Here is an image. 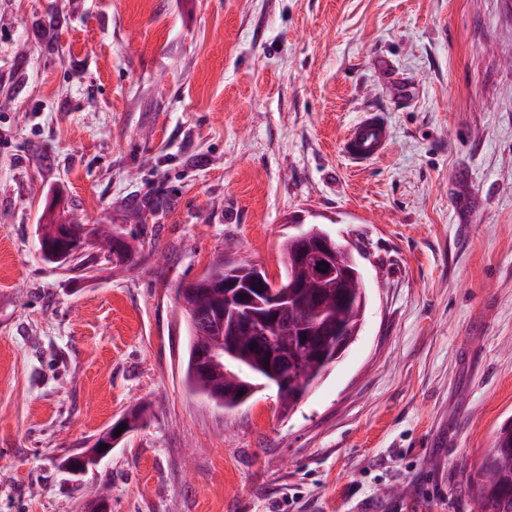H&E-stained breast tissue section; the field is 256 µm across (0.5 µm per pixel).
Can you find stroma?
Listing matches in <instances>:
<instances>
[{
  "instance_id": "1",
  "label": "stroma",
  "mask_w": 512,
  "mask_h": 512,
  "mask_svg": "<svg viewBox=\"0 0 512 512\" xmlns=\"http://www.w3.org/2000/svg\"><path fill=\"white\" fill-rule=\"evenodd\" d=\"M61 219L137 263H44ZM297 223L357 257L361 330L292 411L224 409L176 288L280 278ZM511 420L512 0H0V512H479L460 465ZM391 139L390 129L383 116L364 112L344 134L341 152L350 161L365 164L381 158ZM138 252V247L127 239L126 233L112 225V262L115 261L116 264L133 263Z\"/></svg>"
}]
</instances>
